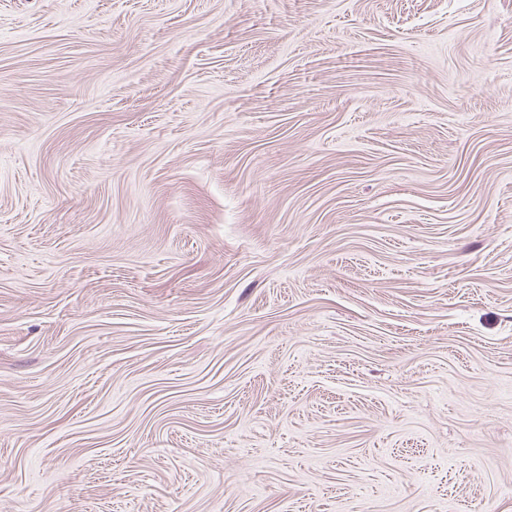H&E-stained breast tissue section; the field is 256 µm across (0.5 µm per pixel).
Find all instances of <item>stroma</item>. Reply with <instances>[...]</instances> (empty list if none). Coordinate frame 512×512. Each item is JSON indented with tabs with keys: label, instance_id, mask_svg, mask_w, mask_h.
I'll list each match as a JSON object with an SVG mask.
<instances>
[{
	"label": "stroma",
	"instance_id": "obj_1",
	"mask_svg": "<svg viewBox=\"0 0 512 512\" xmlns=\"http://www.w3.org/2000/svg\"><path fill=\"white\" fill-rule=\"evenodd\" d=\"M0 512H512V0H0Z\"/></svg>",
	"mask_w": 512,
	"mask_h": 512
}]
</instances>
